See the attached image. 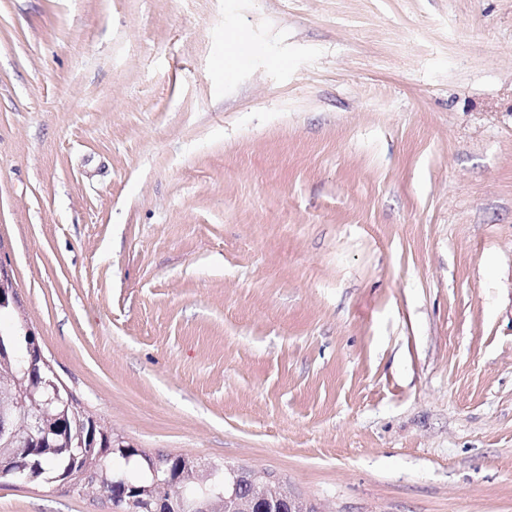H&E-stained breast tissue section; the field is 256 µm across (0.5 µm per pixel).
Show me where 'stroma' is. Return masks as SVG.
<instances>
[{
	"mask_svg": "<svg viewBox=\"0 0 512 512\" xmlns=\"http://www.w3.org/2000/svg\"><path fill=\"white\" fill-rule=\"evenodd\" d=\"M0 270L121 475L512 512V0H0Z\"/></svg>",
	"mask_w": 512,
	"mask_h": 512,
	"instance_id": "1",
	"label": "stroma"
}]
</instances>
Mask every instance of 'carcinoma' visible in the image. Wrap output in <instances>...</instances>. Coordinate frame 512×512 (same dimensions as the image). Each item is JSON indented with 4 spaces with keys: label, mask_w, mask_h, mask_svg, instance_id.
Masks as SVG:
<instances>
[{
    "label": "carcinoma",
    "mask_w": 512,
    "mask_h": 512,
    "mask_svg": "<svg viewBox=\"0 0 512 512\" xmlns=\"http://www.w3.org/2000/svg\"><path fill=\"white\" fill-rule=\"evenodd\" d=\"M44 381L14 355L0 353V483H9L10 473L21 461V449L33 447L31 458L36 482H54L79 492L102 493L125 512H173L192 489L205 501L207 512H260L269 502L283 509L295 497L270 474L255 470H228L222 466L199 467L177 454L149 455L136 448L125 454L110 444L112 430L81 410L45 404ZM36 421L39 430L31 428ZM141 457L148 479L139 482V503L131 506L114 494L125 482L109 476L113 457Z\"/></svg>",
    "instance_id": "cac0c4a2"
}]
</instances>
